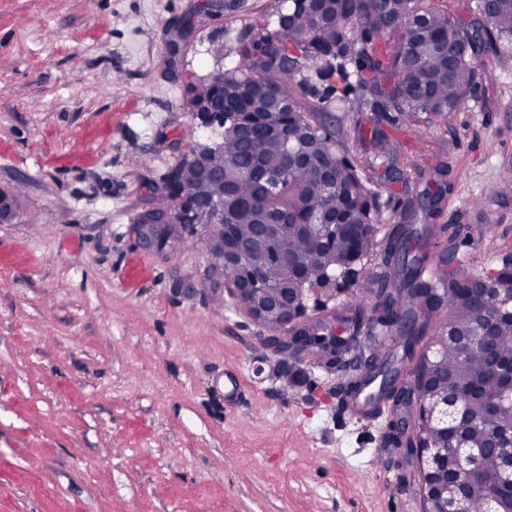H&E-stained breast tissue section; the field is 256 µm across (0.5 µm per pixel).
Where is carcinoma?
<instances>
[{
  "instance_id": "carcinoma-1",
  "label": "carcinoma",
  "mask_w": 512,
  "mask_h": 512,
  "mask_svg": "<svg viewBox=\"0 0 512 512\" xmlns=\"http://www.w3.org/2000/svg\"><path fill=\"white\" fill-rule=\"evenodd\" d=\"M394 38L387 59L376 54L380 41ZM460 47L453 67L444 50ZM237 60L198 96L240 113L239 124L224 125L223 153L215 165L224 177L199 179L175 162L165 183L164 211L179 221L191 209L224 198V238L201 235L199 241L177 237V244H203L213 256L230 252L238 241L248 246L247 260L224 265V287L255 278L270 289L286 288L302 301L309 289L330 297L368 278L362 260L374 246L380 194L365 178L322 113L334 102L344 111L384 112L392 124L432 122L448 117L478 90L488 68L509 72L512 64V0H497L483 32L464 19L435 8L431 0H290L288 10L266 20L239 40ZM449 184L427 190L426 217L438 213ZM255 224H282L272 240L253 236ZM429 224H412L407 214L393 225L384 253L385 271L372 320L392 342L372 353L362 377L347 392L369 390L370 404L382 400L413 413L411 432L389 438L399 448H439L464 432L471 445L512 429L506 409L486 419V398L499 391L479 343L484 313L477 309L470 284L499 293L512 289V259L492 273L432 268ZM353 318H305L313 332L341 328L358 335L365 310L361 292L347 293ZM489 333L498 355L512 358V306L490 304ZM455 340H448V334ZM466 396L465 419L442 431L424 415L425 405L444 397ZM477 487L463 502V512H512V494L501 489L502 468L493 454L473 468Z\"/></svg>"
}]
</instances>
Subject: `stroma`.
I'll return each mask as SVG.
<instances>
[{
    "label": "stroma",
    "instance_id": "35a3bbf8",
    "mask_svg": "<svg viewBox=\"0 0 512 512\" xmlns=\"http://www.w3.org/2000/svg\"><path fill=\"white\" fill-rule=\"evenodd\" d=\"M0 0V512H423L412 457L383 422L341 412L352 372L302 355L279 374L267 333L205 280L207 253L141 249L132 227L189 146L215 140L186 83L288 0ZM196 28L177 65L173 27ZM386 205L365 257L382 266L398 206L451 184L434 228L474 271L512 256V72L415 130L380 112L326 115ZM394 150L369 168L372 129ZM239 375L238 405L224 381Z\"/></svg>",
    "mask_w": 512,
    "mask_h": 512
}]
</instances>
